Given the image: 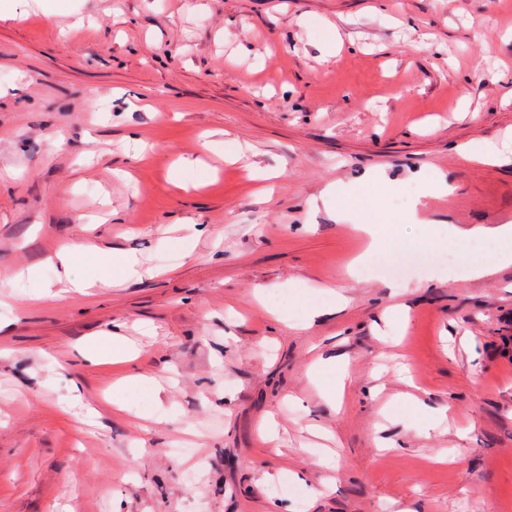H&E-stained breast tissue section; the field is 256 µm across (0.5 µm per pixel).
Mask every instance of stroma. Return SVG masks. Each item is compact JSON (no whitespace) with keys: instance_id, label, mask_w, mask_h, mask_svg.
Here are the masks:
<instances>
[{"instance_id":"1","label":"stroma","mask_w":512,"mask_h":512,"mask_svg":"<svg viewBox=\"0 0 512 512\" xmlns=\"http://www.w3.org/2000/svg\"><path fill=\"white\" fill-rule=\"evenodd\" d=\"M61 2L0 0V512H512V267L418 245L512 223V159L460 155L512 145V0ZM332 184L406 249L350 272ZM84 225L142 279L61 292L47 258ZM328 286L346 308L306 320ZM113 331L137 358L85 362ZM404 365L451 419L398 401Z\"/></svg>"}]
</instances>
